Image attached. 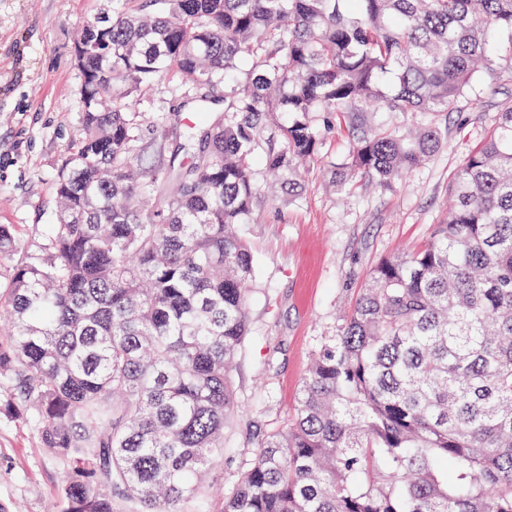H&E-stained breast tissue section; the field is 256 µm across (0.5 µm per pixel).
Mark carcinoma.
<instances>
[{"instance_id": "carcinoma-1", "label": "carcinoma", "mask_w": 512, "mask_h": 512, "mask_svg": "<svg viewBox=\"0 0 512 512\" xmlns=\"http://www.w3.org/2000/svg\"><path fill=\"white\" fill-rule=\"evenodd\" d=\"M512 0H137L87 23L82 129L58 223L0 225V380L42 447L70 463L63 512H184L248 416L233 367L249 335L250 224L341 120L355 146L331 186L388 187L443 146L436 117L512 72ZM176 77L202 119H138ZM224 84V111L213 91ZM370 112L418 114L412 130ZM168 125L179 143L145 140ZM448 219L380 260L322 336L293 421L254 431L220 512H512V106L448 179Z\"/></svg>"}]
</instances>
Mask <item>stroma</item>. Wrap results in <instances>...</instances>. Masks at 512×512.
Instances as JSON below:
<instances>
[{"instance_id": "obj_1", "label": "stroma", "mask_w": 512, "mask_h": 512, "mask_svg": "<svg viewBox=\"0 0 512 512\" xmlns=\"http://www.w3.org/2000/svg\"><path fill=\"white\" fill-rule=\"evenodd\" d=\"M115 0H0V224L20 244L44 241L57 221L55 177L80 133L76 39ZM512 105V73L496 66L437 123L447 141L402 182H357L340 192L323 158L347 156V129L324 142L299 196L264 200L242 233L255 255L250 334L233 373L239 401L263 429L291 422L320 336L342 323L382 258L421 247L448 207V176L467 145ZM67 471L28 420L0 410V512H49Z\"/></svg>"}]
</instances>
